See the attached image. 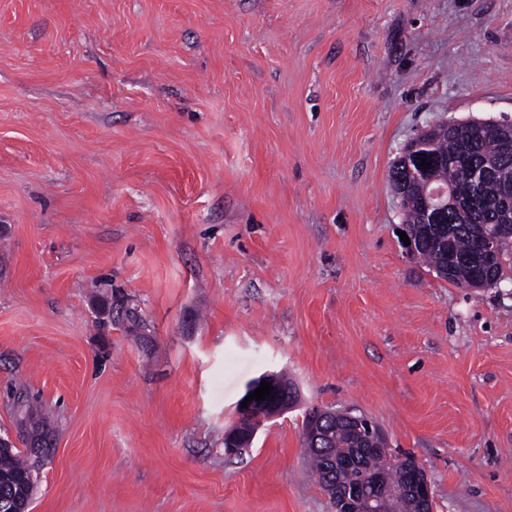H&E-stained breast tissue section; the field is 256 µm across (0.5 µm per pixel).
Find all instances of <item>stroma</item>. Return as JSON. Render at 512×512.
<instances>
[{"mask_svg":"<svg viewBox=\"0 0 512 512\" xmlns=\"http://www.w3.org/2000/svg\"><path fill=\"white\" fill-rule=\"evenodd\" d=\"M512 123V0H0V436L30 512H334L303 409H352L435 512H512V271L410 258L389 170ZM119 291L153 338L101 330ZM300 409L225 457L247 384ZM21 426L30 425V437L25 443L29 444V456L17 448L12 439L0 437V452L11 450L7 453L0 454V499L3 500V507L8 509L14 508L17 511L21 506L28 490L32 488L31 480L34 477L33 472L40 470L41 458L43 452L35 446L38 442L39 435L34 431V426L40 424L37 419V411L30 405H21L20 416L18 419ZM9 505V506H8Z\"/></svg>","mask_w":512,"mask_h":512,"instance_id":"35a3bbf8","label":"stroma"}]
</instances>
